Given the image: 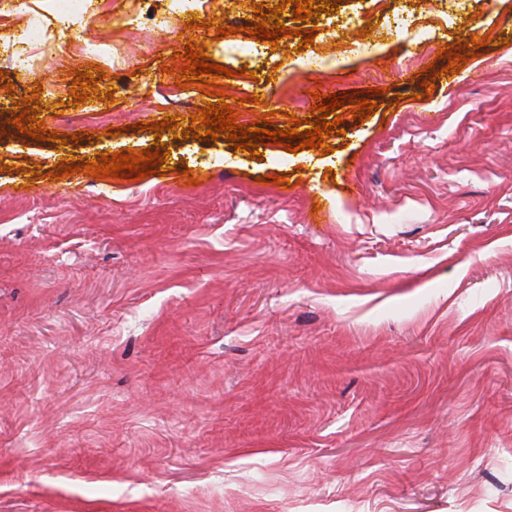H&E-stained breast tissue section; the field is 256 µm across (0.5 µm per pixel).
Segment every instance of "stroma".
<instances>
[{
	"label": "stroma",
	"mask_w": 512,
	"mask_h": 512,
	"mask_svg": "<svg viewBox=\"0 0 512 512\" xmlns=\"http://www.w3.org/2000/svg\"><path fill=\"white\" fill-rule=\"evenodd\" d=\"M122 2L95 0L89 24L119 63L67 31L32 71L0 49V512H512V0H431L424 37L345 58L356 23L380 27L372 0L283 12L336 55L322 72L294 34L244 32L253 0L209 30L118 32ZM486 35L425 89L440 48ZM191 41L233 69L218 86L243 123L311 118L321 93L373 88L377 107L341 105L328 155L199 141L211 96L152 105ZM93 67L105 79L72 104ZM24 97L57 142L12 125ZM171 115L175 131L141 128ZM160 144L159 176L53 177Z\"/></svg>",
	"instance_id": "1"
}]
</instances>
